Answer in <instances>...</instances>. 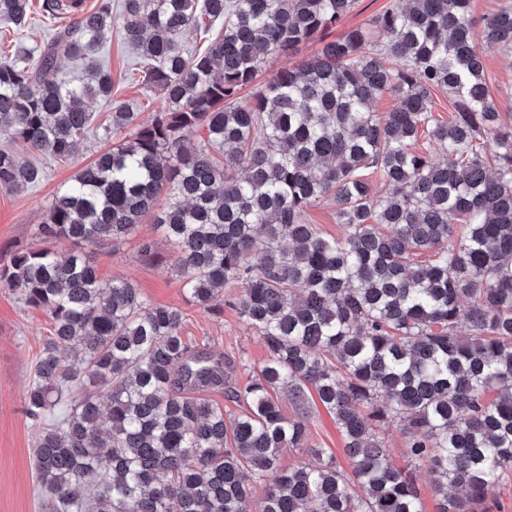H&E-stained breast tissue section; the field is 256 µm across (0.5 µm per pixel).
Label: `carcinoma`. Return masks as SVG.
Returning a JSON list of instances; mask_svg holds the SVG:
<instances>
[{
  "label": "carcinoma",
  "mask_w": 512,
  "mask_h": 512,
  "mask_svg": "<svg viewBox=\"0 0 512 512\" xmlns=\"http://www.w3.org/2000/svg\"><path fill=\"white\" fill-rule=\"evenodd\" d=\"M353 7L123 0L115 16L101 0L0 63V127L51 159H68L93 128L84 98L112 92L94 51L113 29L167 101L146 123L112 113L104 135H127L55 196L39 245L0 264V286L51 320L25 397L49 512H424L421 465L437 512H492L512 471V126L483 55L512 48V9L477 29L471 0H407L325 40ZM30 10L31 0H0V29H24ZM214 21L204 50L183 48L186 31ZM370 28L386 37L376 49ZM316 39V55L240 97L272 57ZM62 57L92 81L61 72ZM437 91L448 93L446 121L433 115ZM388 93L393 110L375 111ZM424 135L443 161L419 146ZM42 174L0 149V191ZM328 197L337 240L305 215ZM152 212L188 302L221 314L224 288L240 286L232 306L267 350L245 384L243 361L186 341L182 310L98 278L95 250ZM60 240L77 249L58 253ZM213 391L245 411L225 418L202 397ZM313 395L344 438L350 474L307 444ZM304 447L318 464H281L284 449ZM418 485L421 489L425 512H436L438 496L431 488L433 477L427 467L421 466L416 470Z\"/></svg>",
  "instance_id": "cac0c4a2"
}]
</instances>
